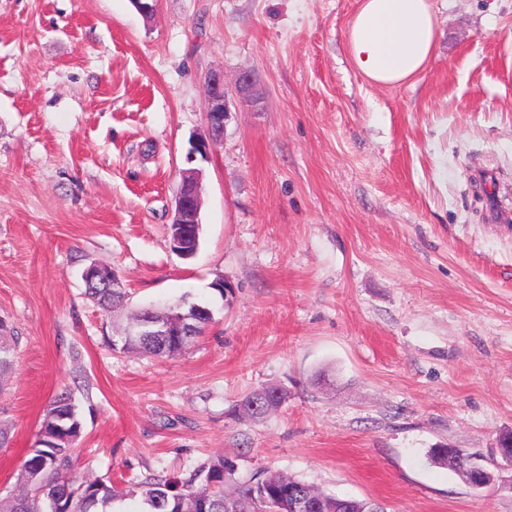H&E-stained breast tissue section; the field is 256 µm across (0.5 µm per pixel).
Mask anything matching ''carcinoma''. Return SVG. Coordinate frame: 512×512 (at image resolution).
Here are the masks:
<instances>
[{
  "label": "carcinoma",
  "instance_id": "cac0c4a2",
  "mask_svg": "<svg viewBox=\"0 0 512 512\" xmlns=\"http://www.w3.org/2000/svg\"><path fill=\"white\" fill-rule=\"evenodd\" d=\"M103 309L119 300L104 288H87ZM123 348L165 359L184 352L191 340L177 336H124ZM13 329L0 319V373L12 364ZM38 436L40 446L30 457L38 462L20 471V489L0 494V512H114L115 502L129 495L142 499V512H278L288 486L307 483L279 472L237 475L228 459L218 456L188 476L165 480L146 477L122 492L103 480L87 482L73 474L76 445L82 436L79 413L68 395L55 399L45 410ZM459 473L468 452L461 448H433L432 461L448 462Z\"/></svg>",
  "mask_w": 512,
  "mask_h": 512
}]
</instances>
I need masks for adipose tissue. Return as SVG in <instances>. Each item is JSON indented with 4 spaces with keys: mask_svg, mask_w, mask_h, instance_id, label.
Returning a JSON list of instances; mask_svg holds the SVG:
<instances>
[{
    "mask_svg": "<svg viewBox=\"0 0 512 512\" xmlns=\"http://www.w3.org/2000/svg\"><path fill=\"white\" fill-rule=\"evenodd\" d=\"M436 40L432 0H361L346 45L352 63L365 79L396 85L426 68Z\"/></svg>",
    "mask_w": 512,
    "mask_h": 512,
    "instance_id": "obj_1",
    "label": "adipose tissue"
}]
</instances>
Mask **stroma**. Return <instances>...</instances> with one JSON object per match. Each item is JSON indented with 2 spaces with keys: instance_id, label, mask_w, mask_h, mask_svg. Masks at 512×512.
Here are the masks:
<instances>
[{
  "instance_id": "1",
  "label": "stroma",
  "mask_w": 512,
  "mask_h": 512,
  "mask_svg": "<svg viewBox=\"0 0 512 512\" xmlns=\"http://www.w3.org/2000/svg\"><path fill=\"white\" fill-rule=\"evenodd\" d=\"M359 2L157 0L147 18L130 0H0V318L19 336L1 493L67 390L87 480L221 455L385 512H512V472L476 491L428 457L490 458L512 433V230L485 218L490 198L512 211V0H435L432 58L397 86L347 54ZM213 71L230 116L184 260L168 224ZM93 262L121 280L115 309L84 295ZM186 300L213 319L183 354L117 346L131 312ZM273 385L284 406L236 413Z\"/></svg>"
}]
</instances>
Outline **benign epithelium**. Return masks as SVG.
<instances>
[{
    "mask_svg": "<svg viewBox=\"0 0 512 512\" xmlns=\"http://www.w3.org/2000/svg\"><path fill=\"white\" fill-rule=\"evenodd\" d=\"M208 108L207 123L208 136L192 142V152L188 154L190 162L198 158L207 160L210 158L216 146V132L223 129L230 109L225 88L224 75L221 72H212L207 78ZM200 180L201 170L192 168L182 172L181 188L177 196L172 212L171 243L174 252L179 257L193 255L195 247V228L200 224ZM86 284L90 288H118L120 280L117 273L106 276L105 271L99 265H93L84 273ZM194 316L189 313L178 312L168 321L157 323L150 318L142 319L132 327V332H139L143 336H192L195 325L190 323ZM468 485L474 490H481L493 484L497 476L487 466V460L477 453L472 452L467 459ZM315 508V504L304 497L297 490L288 492V512H309Z\"/></svg>",
    "mask_w": 512,
    "mask_h": 512,
    "instance_id": "1",
    "label": "benign epithelium"
}]
</instances>
